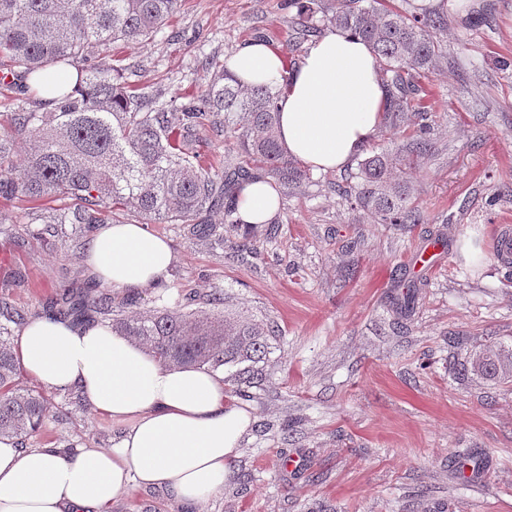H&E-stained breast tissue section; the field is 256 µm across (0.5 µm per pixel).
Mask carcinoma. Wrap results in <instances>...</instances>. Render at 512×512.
<instances>
[{
  "label": "carcinoma",
  "mask_w": 512,
  "mask_h": 512,
  "mask_svg": "<svg viewBox=\"0 0 512 512\" xmlns=\"http://www.w3.org/2000/svg\"><path fill=\"white\" fill-rule=\"evenodd\" d=\"M179 0H0V54L10 60L9 75L28 88L35 76L54 95L36 108L16 112L9 131L0 133V194L38 202L46 197L71 200L65 209L37 216L36 237L74 242L119 211L133 209L146 220L180 224L197 242L224 244V227L241 220L235 198L244 186L268 177L288 190L313 182L310 170L288 156L276 126L279 88L244 86L226 71L210 75L199 96L164 100L162 93L137 92L124 80V67L98 61L114 42L137 45L151 40L176 12ZM297 6L290 24L303 40L324 30L342 29L369 43L389 92L384 128L388 144L358 162L354 182L338 189L345 205L363 210L383 224H419L421 213L409 203V181L396 170L418 167L431 153L430 127L398 143L422 93L419 78L443 57L438 34L448 20L389 9L384 0H289ZM72 68L75 85L66 88L58 74ZM203 131L233 132L224 169L203 165L196 143ZM30 136L20 164L14 142ZM224 207V223L202 216ZM185 310L146 315L114 312L112 298L77 281L60 286L45 312L77 323L109 321L111 329L152 353L168 366L229 371L232 394L242 395L262 375L274 327L223 313L224 291L212 289L199 300L183 297ZM27 314L0 300V439L26 446L46 421L48 399L18 384L11 336ZM471 370L493 380H512V351L479 354ZM479 448L448 456V473L465 477V466L483 464Z\"/></svg>",
  "instance_id": "1"
}]
</instances>
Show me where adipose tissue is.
<instances>
[{
    "label": "adipose tissue",
    "mask_w": 512,
    "mask_h": 512,
    "mask_svg": "<svg viewBox=\"0 0 512 512\" xmlns=\"http://www.w3.org/2000/svg\"><path fill=\"white\" fill-rule=\"evenodd\" d=\"M224 68L242 84L279 87V142L311 170L344 169L383 124L388 95L378 62L349 32L327 31L293 64L267 42L248 40ZM278 207L265 178L238 200L248 224L268 222ZM172 261L166 239L136 223L100 225L83 253L91 277L130 292L158 285ZM13 351L46 390L79 391L122 431L108 448L0 441V512H109L143 488L164 490L192 512L223 490L254 417L222 373L165 366L106 326L49 315L26 324Z\"/></svg>",
    "instance_id": "1"
}]
</instances>
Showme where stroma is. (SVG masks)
I'll return each mask as SVG.
<instances>
[{"instance_id":"35a3bbf8","label":"stroma","mask_w":512,"mask_h":512,"mask_svg":"<svg viewBox=\"0 0 512 512\" xmlns=\"http://www.w3.org/2000/svg\"><path fill=\"white\" fill-rule=\"evenodd\" d=\"M285 0H180L153 40L103 50L138 91L200 93L208 71L240 43L262 39L297 60ZM446 61L423 79L434 128L429 160L408 173L419 224H381L343 206L347 171L280 193L276 220L258 227L256 254L239 236L213 250L175 224H150L174 260L138 311L189 293L224 290L226 312L277 325L265 378L246 401L255 423L221 494L197 512H512V385L466 371L479 351L512 350V280L493 252L496 225H512V0L448 8ZM31 202L0 196L15 245L0 236V297L37 316L59 286L86 280L82 253L33 237ZM443 243L436 267H415ZM417 295L399 320L394 299ZM34 446L107 448L120 426L48 394ZM479 448L480 477L456 483L448 455Z\"/></svg>"}]
</instances>
